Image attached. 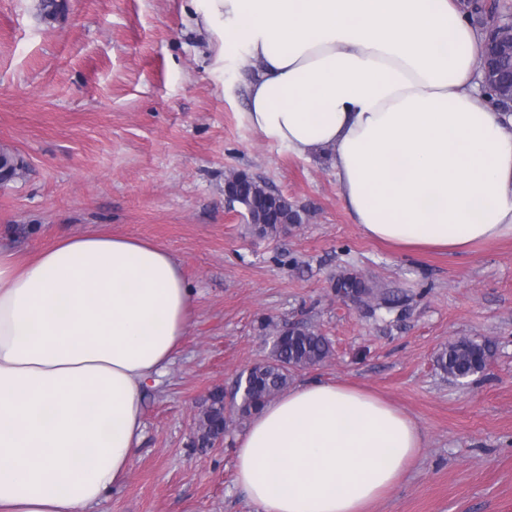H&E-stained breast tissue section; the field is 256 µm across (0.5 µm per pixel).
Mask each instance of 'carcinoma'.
Segmentation results:
<instances>
[{
    "instance_id": "obj_1",
    "label": "carcinoma",
    "mask_w": 512,
    "mask_h": 512,
    "mask_svg": "<svg viewBox=\"0 0 512 512\" xmlns=\"http://www.w3.org/2000/svg\"><path fill=\"white\" fill-rule=\"evenodd\" d=\"M245 196L251 199L256 220L261 222V234L276 236L289 226L303 222V213L286 199H274L254 181L244 182ZM335 286L344 294H364L371 299L368 314L373 316L380 309H392L401 299L391 291H379L363 277L353 273L336 276ZM491 343L462 337L448 343L435 357L437 369L456 380L462 374H474L491 352ZM331 354L328 338L306 323L294 332L281 330L274 340L269 359L256 363L243 371L240 380L246 387L240 406L242 416L247 418L263 406L276 393L287 388L299 366L317 365ZM208 430L227 427L225 418L224 390L212 393V402L207 404L201 419Z\"/></svg>"
}]
</instances>
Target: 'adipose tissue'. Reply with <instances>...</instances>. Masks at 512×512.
<instances>
[{
  "instance_id": "obj_1",
  "label": "adipose tissue",
  "mask_w": 512,
  "mask_h": 512,
  "mask_svg": "<svg viewBox=\"0 0 512 512\" xmlns=\"http://www.w3.org/2000/svg\"><path fill=\"white\" fill-rule=\"evenodd\" d=\"M215 64L254 65L243 120L331 153L372 238L464 255L512 239V113L482 90L455 0H190ZM192 290L161 246L101 232L26 259L0 245V512H89L125 476L143 396L188 334ZM425 445L398 407L311 378L235 438L256 512H370Z\"/></svg>"
}]
</instances>
